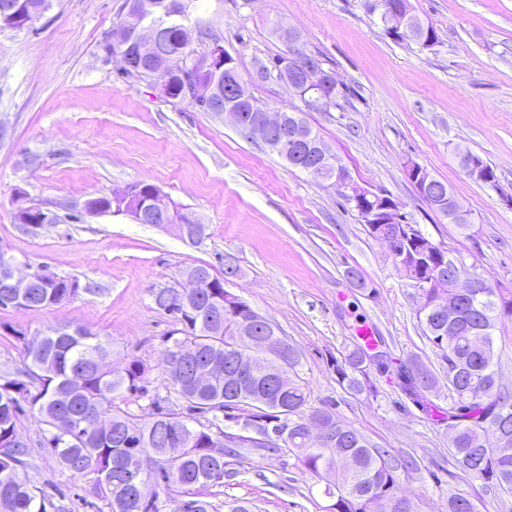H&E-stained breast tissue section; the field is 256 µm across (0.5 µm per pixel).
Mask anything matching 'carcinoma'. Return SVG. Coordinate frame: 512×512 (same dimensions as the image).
<instances>
[{
  "mask_svg": "<svg viewBox=\"0 0 512 512\" xmlns=\"http://www.w3.org/2000/svg\"><path fill=\"white\" fill-rule=\"evenodd\" d=\"M193 0H161L146 19L157 29L153 64L179 62L185 59L189 40L182 31L172 28L173 15L190 18ZM50 7V0H0V23L15 11L26 9L39 16ZM127 14H122L101 42L102 50L119 56L121 47L110 36L126 27ZM194 86L200 93L186 94L174 87L170 97L200 111H205L203 92L212 75L203 64L193 72ZM270 149L280 156H295L294 168L316 181L319 154L316 147L288 138ZM393 251L406 255L394 260L398 271L410 280L418 270L414 249L406 240L394 244ZM69 279L59 277L36 285L19 304L0 298V308L19 305L31 310L45 309L63 302ZM210 288H195L188 293L176 291L157 308L174 316L182 325L179 334L166 337V344L195 348L185 362L166 368L163 375L165 394L148 389L147 366L139 359L126 362L114 371L109 365L108 342L82 329L68 332L53 329L44 336L24 342V367L0 376V439L14 446L0 452V512H65L66 507L54 502L44 488L31 486L20 475L26 467L28 448L16 439V422L27 404L47 426L43 445L62 466L76 477L92 479L93 496L103 503L99 512H161L179 497L194 503L193 512H218L210 501V487L224 480V457L214 455L215 447L198 427L221 428L224 421H239L241 411H248L257 431L268 424H278L280 408L288 407V452L313 476L335 473V484L344 486L335 499L334 512H377V499L394 500L391 512H415L412 499L402 488L398 467L386 458L355 429L336 419L331 405H312L308 382L299 375V353L291 349L289 371L294 379L286 388H271L268 376H257L236 390L226 383L225 374L233 369L232 352H259V340L249 345L234 334L233 326L258 313L245 301L242 310L217 312L209 303ZM502 316L512 317V293L485 284L460 299L453 320L448 316L418 308L423 333L448 363V448L457 467L465 473L512 492V453L499 455L496 444L501 434L512 435V392L501 386L495 351L494 331ZM375 354L360 344L334 360L336 381L346 391L362 393L372 389L369 369ZM217 361L224 373L209 382L197 384L187 376L195 363ZM385 368L395 366L401 388L422 409L429 410L428 395L436 392L438 377L418 358L393 363L383 358ZM127 393L139 401H148L153 424L114 402L115 395ZM179 416L185 424L184 434L195 443L182 450L178 459H152L148 456L164 418ZM317 417L329 427L328 442L322 446L306 444L308 436L302 420ZM144 473L156 483L152 500L131 501V475ZM448 512H475L473 503L460 494L448 496Z\"/></svg>",
  "mask_w": 512,
  "mask_h": 512,
  "instance_id": "carcinoma-1",
  "label": "carcinoma"
}]
</instances>
